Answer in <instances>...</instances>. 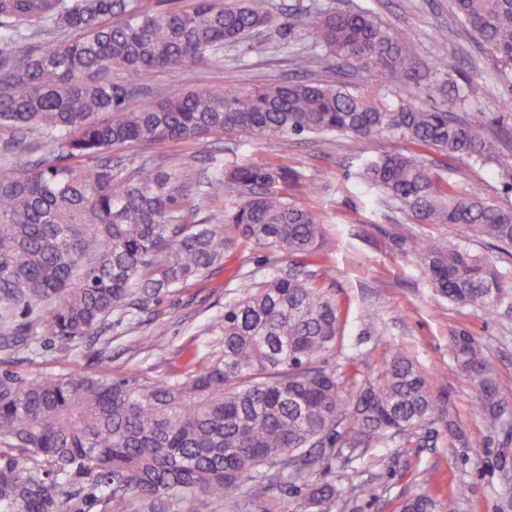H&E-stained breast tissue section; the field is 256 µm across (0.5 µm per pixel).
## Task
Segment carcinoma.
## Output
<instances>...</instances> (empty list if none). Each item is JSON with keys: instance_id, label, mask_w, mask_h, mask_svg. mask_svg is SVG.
I'll return each mask as SVG.
<instances>
[{"instance_id": "obj_1", "label": "carcinoma", "mask_w": 512, "mask_h": 512, "mask_svg": "<svg viewBox=\"0 0 512 512\" xmlns=\"http://www.w3.org/2000/svg\"><path fill=\"white\" fill-rule=\"evenodd\" d=\"M455 19L502 63L512 88V0H454ZM288 23L254 0H197L187 10L155 13L142 0H0V132H30L40 156L18 165L25 148L0 147V333L28 328L17 314L39 311L43 335L77 345L113 316L146 307L170 289L224 264L238 237L316 265L326 237L318 217L286 190L301 174L262 157L217 172L207 194L230 197L222 224H194L179 208L181 186L147 158L129 171L102 161L134 145L212 138L345 135L357 144L392 136L402 153L366 158L363 184L393 200L415 224H448L512 251V208L472 189L457 191L435 152L479 165L500 163L483 120L434 105L445 84L418 88L420 105L386 93L406 78L407 38L371 10L313 4L303 26L312 46L292 55L307 73L317 49L336 65L367 70L376 84L297 80L261 89L187 90L179 80L159 102L131 107L148 75L247 50L250 37ZM49 36L37 51L23 43ZM125 74V83L112 73ZM486 82L457 87L464 105ZM448 302L491 316L505 304L499 271L457 246L395 239ZM212 325L205 353L187 352L186 371L168 379H112L111 372L22 378L0 368V512H72V501L108 512H194L198 501L228 499L232 512H334L348 492L325 477L316 448H409L438 425L448 444L465 446L448 394L402 353L373 377L323 365L341 336V304L316 280L292 273L243 285ZM457 369L487 427L500 426L499 379L477 338L451 335ZM251 492L239 495L244 487ZM427 492L399 512H440Z\"/></svg>"}]
</instances>
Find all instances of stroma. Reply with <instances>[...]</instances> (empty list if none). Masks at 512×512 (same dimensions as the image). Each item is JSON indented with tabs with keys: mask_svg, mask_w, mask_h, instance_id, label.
<instances>
[{
	"mask_svg": "<svg viewBox=\"0 0 512 512\" xmlns=\"http://www.w3.org/2000/svg\"><path fill=\"white\" fill-rule=\"evenodd\" d=\"M344 10L366 7L393 25L409 40L423 80L435 79V56L448 60V77L456 83L482 74L493 79L498 64L484 52L454 18L452 0H334ZM302 25L274 27L257 33L246 56L225 52L223 60H197L179 73L185 87L226 89L298 79L291 60L294 48L304 46ZM507 87L489 92L466 108L447 100L449 111L486 120L500 136L501 164L480 166L455 161L459 189L475 188L502 205L512 204V111L504 110ZM393 137H381L357 147L345 136L289 137L261 141L234 136L212 141L208 155L198 154L193 143L171 142L159 149L130 147L121 150L123 162L151 156L157 167L185 178L182 198L200 224L224 220V198L206 195L204 184L216 166H227L251 155L297 169L302 184L289 187L291 198L308 206L321 220L328 239L325 271L317 281L343 299L347 316L342 321V348L325 360L342 368L378 369L392 351L413 358L432 377L435 391L449 393L455 417L468 444L426 445L420 448H361L340 455L327 449L330 476L343 485L370 479L375 497L353 496L340 503L339 512H398L406 498L427 491L437 495L446 512H512V487L498 479L500 466H512V306L494 316L448 303L430 288L424 274L395 249L392 239L412 235L437 244L454 245L493 258L505 286L512 287V255L466 236L445 224H415L396 204L380 201L356 177L362 156L404 150ZM233 248L224 268L190 281L134 311L130 319L113 322L104 332L111 344L107 362L116 379L163 378L179 372L185 351L209 341L211 323L223 315L227 303L238 298L239 282L262 281L288 273L295 261L236 238L225 229ZM372 321H365V312ZM162 327L166 335L156 348L136 346L135 337ZM458 330L476 336L500 379L505 407L498 431H489L475 412L473 392L457 370L448 338ZM98 362L89 346L63 348L29 330L18 346L0 338V365L24 377L93 370Z\"/></svg>",
	"mask_w": 512,
	"mask_h": 512,
	"instance_id": "35a3bbf8",
	"label": "stroma"
}]
</instances>
